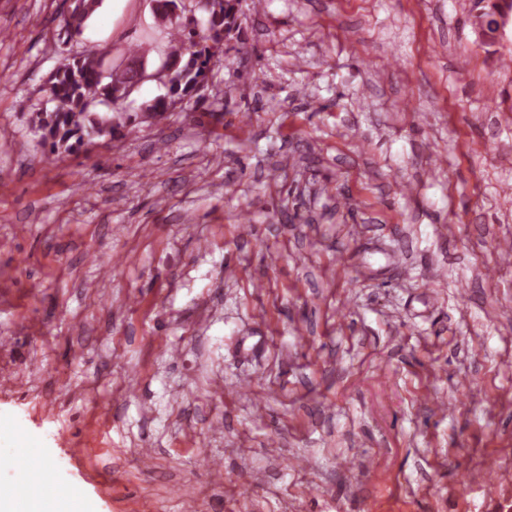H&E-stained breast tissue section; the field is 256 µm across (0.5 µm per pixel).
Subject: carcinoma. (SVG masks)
I'll return each mask as SVG.
<instances>
[{"instance_id":"obj_1","label":"carcinoma","mask_w":512,"mask_h":512,"mask_svg":"<svg viewBox=\"0 0 512 512\" xmlns=\"http://www.w3.org/2000/svg\"><path fill=\"white\" fill-rule=\"evenodd\" d=\"M156 28L167 36L160 65L166 69V93L142 105L133 116L121 111L129 90L144 81L145 48L127 49L126 65L108 66L106 52L94 48L72 51L51 74L46 87L51 111L35 113L34 127L51 154L72 152L91 144L94 137L115 138L132 122L158 125L175 108H199L208 101L212 61L224 58V38L236 28L238 0H208L199 7L193 0H154ZM101 0H72L64 20L69 36L81 35L85 23ZM205 12L206 25L194 20L197 10ZM112 106L101 112L99 107Z\"/></svg>"}]
</instances>
